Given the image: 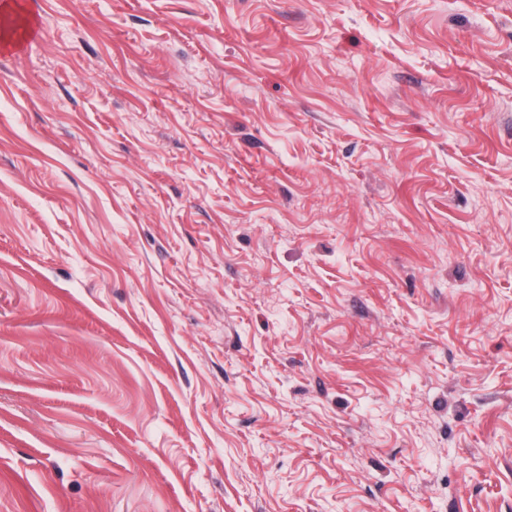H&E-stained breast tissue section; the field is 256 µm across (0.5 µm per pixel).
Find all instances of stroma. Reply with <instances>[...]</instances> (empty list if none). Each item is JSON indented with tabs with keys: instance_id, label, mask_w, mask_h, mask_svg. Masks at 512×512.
<instances>
[{
	"instance_id": "1",
	"label": "stroma",
	"mask_w": 512,
	"mask_h": 512,
	"mask_svg": "<svg viewBox=\"0 0 512 512\" xmlns=\"http://www.w3.org/2000/svg\"><path fill=\"white\" fill-rule=\"evenodd\" d=\"M0 512H512V0H19Z\"/></svg>"
}]
</instances>
